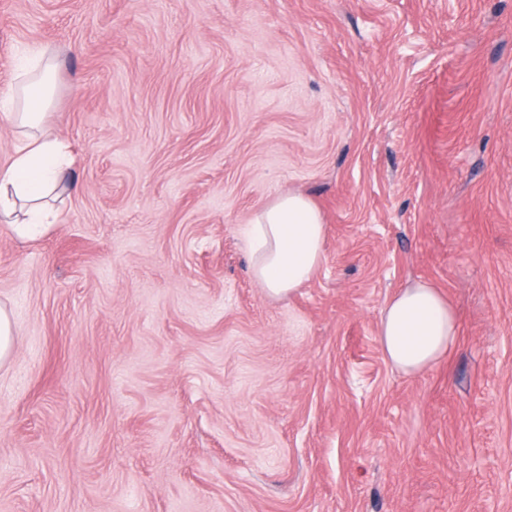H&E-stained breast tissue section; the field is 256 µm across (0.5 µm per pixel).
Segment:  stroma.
Masks as SVG:
<instances>
[{"instance_id": "1", "label": "stroma", "mask_w": 512, "mask_h": 512, "mask_svg": "<svg viewBox=\"0 0 512 512\" xmlns=\"http://www.w3.org/2000/svg\"><path fill=\"white\" fill-rule=\"evenodd\" d=\"M74 186L0 223V512H512V0H0ZM307 195L290 297L243 229ZM458 335L409 375L386 302ZM326 224L305 195L279 194L253 214L244 230L251 277L274 298L304 286L321 264ZM457 331L448 300L434 285L419 282L404 288L386 304L378 336L395 367L417 374L448 355ZM15 347L13 320L10 312L0 306V366L10 359Z\"/></svg>"}]
</instances>
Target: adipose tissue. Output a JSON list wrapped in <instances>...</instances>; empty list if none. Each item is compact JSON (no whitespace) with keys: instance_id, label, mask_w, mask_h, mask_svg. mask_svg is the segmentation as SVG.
Returning <instances> with one entry per match:
<instances>
[{"instance_id":"ef3b65f1","label":"adipose tissue","mask_w":512,"mask_h":512,"mask_svg":"<svg viewBox=\"0 0 512 512\" xmlns=\"http://www.w3.org/2000/svg\"><path fill=\"white\" fill-rule=\"evenodd\" d=\"M23 72L30 81L26 104L0 102V120L23 128L12 163L0 170V217L21 238L48 229L49 199L71 184V161L63 142L43 127L52 93L53 57L28 48ZM326 224L305 195L275 196L253 214L244 230L251 277L274 298L304 286L321 264ZM457 335V321L447 299L434 285L419 282L397 293L385 306L378 336L398 369L417 374L443 360Z\"/></svg>"}]
</instances>
